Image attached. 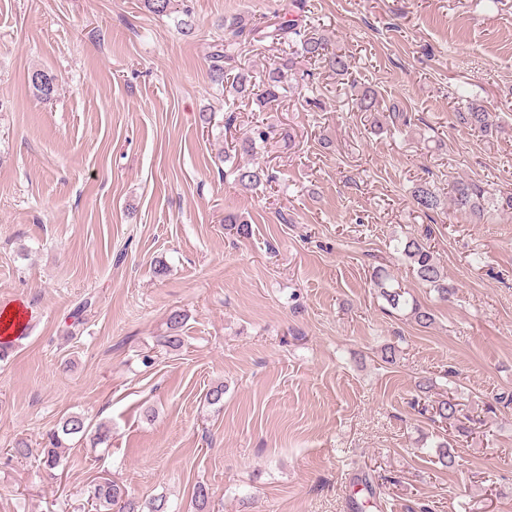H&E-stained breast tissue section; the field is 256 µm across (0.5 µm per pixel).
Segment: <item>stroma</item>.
Returning a JSON list of instances; mask_svg holds the SVG:
<instances>
[{
    "label": "stroma",
    "mask_w": 512,
    "mask_h": 512,
    "mask_svg": "<svg viewBox=\"0 0 512 512\" xmlns=\"http://www.w3.org/2000/svg\"><path fill=\"white\" fill-rule=\"evenodd\" d=\"M292 2L0 0V313L23 312L0 360V512H90L98 477L173 512H194L200 482L210 512H512V210L476 224L410 194L458 178L512 193V0H308L351 79L316 62L277 105L224 93L208 72L224 18L274 25ZM290 51L257 31L235 64L259 74ZM359 82L378 111L357 110ZM471 101L498 132L459 123ZM239 165L268 182L242 188ZM407 237L429 239L450 301L397 251ZM379 270L430 327L389 306ZM174 309L175 351L159 343ZM450 396L478 420L452 470L429 410ZM71 413L108 423L110 444L69 439L53 478L11 457ZM412 198L417 207L424 210H435L441 205V194L439 189L429 182H419L414 185L411 191Z\"/></svg>",
    "instance_id": "1"
}]
</instances>
